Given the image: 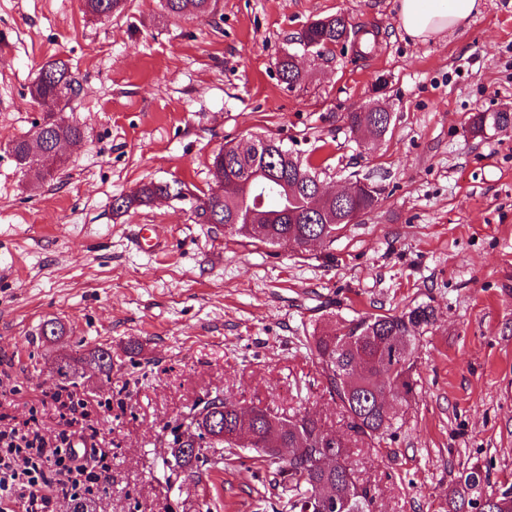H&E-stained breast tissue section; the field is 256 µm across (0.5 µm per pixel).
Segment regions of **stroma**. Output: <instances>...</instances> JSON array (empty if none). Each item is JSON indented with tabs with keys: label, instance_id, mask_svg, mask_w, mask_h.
I'll use <instances>...</instances> for the list:
<instances>
[{
	"label": "stroma",
	"instance_id": "1",
	"mask_svg": "<svg viewBox=\"0 0 512 512\" xmlns=\"http://www.w3.org/2000/svg\"><path fill=\"white\" fill-rule=\"evenodd\" d=\"M341 15L360 52L320 57L298 38ZM305 78L279 76L285 53ZM68 64L80 89L63 115L85 130L65 165L31 183L8 145L40 123L28 89L42 65ZM393 114L381 142L344 115ZM512 112V0H483L467 34L416 43L397 0H219L174 20L160 0H127L94 20L83 0H0V370L18 389L5 425L58 414L41 392L87 403L112 486L93 512H290L274 467L231 460L195 475L165 466L174 428L209 395L321 419L346 433L308 347L339 320L430 305L417 342L416 395L395 433L351 460L378 512H448L472 466L485 491L512 485V129L473 134L478 112ZM273 137L311 158L329 189L350 173L383 188L374 212L307 251L268 247L195 223L185 201L121 215L114 197L153 181L208 192L225 144ZM169 242L136 249L140 226ZM65 327L42 338L44 321ZM112 351L111 378L58 357Z\"/></svg>",
	"mask_w": 512,
	"mask_h": 512
}]
</instances>
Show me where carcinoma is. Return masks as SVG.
Wrapping results in <instances>:
<instances>
[{
	"label": "carcinoma",
	"mask_w": 512,
	"mask_h": 512,
	"mask_svg": "<svg viewBox=\"0 0 512 512\" xmlns=\"http://www.w3.org/2000/svg\"><path fill=\"white\" fill-rule=\"evenodd\" d=\"M217 0H162L166 13L176 19H189L214 11ZM126 0H83L84 12L92 17L109 19L125 9ZM356 35L353 26L340 16H325L312 21L303 30L299 42L311 45L317 51L336 45ZM279 74L288 86L302 82L303 74L288 54L279 62ZM76 80L67 64L49 62L39 72L29 88L30 98L39 103L49 101L58 107L46 113L41 123L29 134L12 142L11 152L17 166L26 170L33 180L40 182L52 176L64 160L53 153L59 144L77 142L84 130L65 120L61 115L65 103L76 94ZM387 112H348L344 115L350 133H367L380 137L387 133ZM512 125V112H477L470 117L472 133L480 135L494 126ZM257 169H264L276 182H284L278 191L266 195V223L249 231L247 225L238 224L234 234L274 247L281 240L292 237L299 240L314 233L325 242H332L347 226L344 217L356 210L369 215L380 200L379 192L359 191L341 200L326 199L319 206L308 207L306 198L312 196L317 176L316 168L299 153L277 140L270 149L257 153H243L238 145H226L213 158L211 176L216 186L224 179L234 177L239 184L222 193L215 189L195 198L191 203L194 219L206 215L216 218L215 226L227 224L237 214L247 215L250 201L245 186ZM191 196L187 185L179 180L149 182L140 185L129 195L112 201V212L125 213L135 206H146L159 197L185 200ZM435 322V311L429 305L419 304L400 313L366 314L346 323L338 324L330 332L317 336L310 345L312 356L318 360L324 390L341 408L347 418L348 430L353 435L380 440L396 424L397 411L388 406L394 385L402 382L407 398L414 396L412 379L418 337ZM390 342L406 343L407 355L401 367L385 361L383 352ZM89 356L100 362V373L106 382L112 381V351L96 347ZM219 416L224 422L220 431H214L209 419ZM188 428L177 426L171 442L172 472L184 470L201 460L217 466L224 462V454L209 458L212 448L233 451V437L247 435L256 448L297 449L294 457L283 461L270 457L267 462L277 465L278 475L289 493L291 512H304L315 494L327 499L324 512H376V490L358 483L349 457L351 438L336 437L324 451L336 457V466L326 469L304 470L303 454L313 448L329 433L321 421L309 416H293L288 420L268 406H255L247 418L240 407L227 399L218 403L206 400L187 416ZM487 477L479 467H472L464 477L463 486L449 502V512H512L504 511L499 503H512V487L501 490L497 502H485L482 485Z\"/></svg>",
	"instance_id": "cac0c4a2"
}]
</instances>
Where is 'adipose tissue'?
<instances>
[{
  "instance_id": "adipose-tissue-1",
  "label": "adipose tissue",
  "mask_w": 512,
  "mask_h": 512,
  "mask_svg": "<svg viewBox=\"0 0 512 512\" xmlns=\"http://www.w3.org/2000/svg\"><path fill=\"white\" fill-rule=\"evenodd\" d=\"M481 7L482 0H398L401 27L416 42L446 32H465Z\"/></svg>"
}]
</instances>
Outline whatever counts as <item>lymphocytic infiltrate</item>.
I'll use <instances>...</instances> for the list:
<instances>
[{"instance_id": "f902f5d3", "label": "lymphocytic infiltrate", "mask_w": 512, "mask_h": 512, "mask_svg": "<svg viewBox=\"0 0 512 512\" xmlns=\"http://www.w3.org/2000/svg\"><path fill=\"white\" fill-rule=\"evenodd\" d=\"M41 402L61 405L68 416L50 440L35 429H0V501L19 512H56L62 502L100 499L109 490L112 466L104 449L90 448L85 457L75 450L72 425L86 414L84 400L56 390Z\"/></svg>"}]
</instances>
